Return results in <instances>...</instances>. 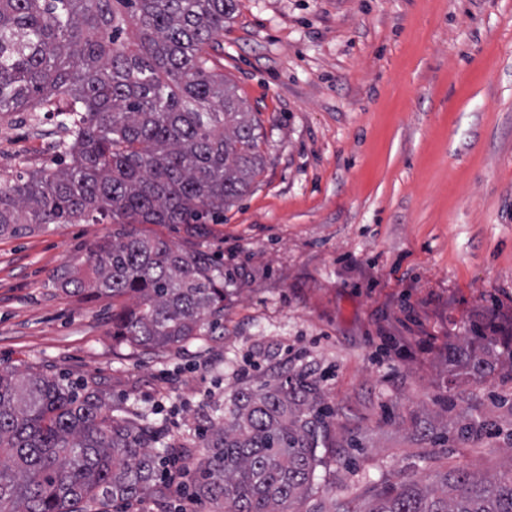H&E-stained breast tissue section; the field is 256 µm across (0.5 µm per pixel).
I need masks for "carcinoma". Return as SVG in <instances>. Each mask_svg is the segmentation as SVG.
<instances>
[{"label": "carcinoma", "mask_w": 512, "mask_h": 512, "mask_svg": "<svg viewBox=\"0 0 512 512\" xmlns=\"http://www.w3.org/2000/svg\"><path fill=\"white\" fill-rule=\"evenodd\" d=\"M238 0H0V119H55V166L0 183V236L50 224H113L53 276L112 300V335L171 348L224 322V263L139 224H215L264 166L261 134L207 48ZM139 30L137 49L124 39ZM454 361L484 378L504 363L469 342ZM303 376L245 387L210 422L194 496L215 512H293L312 492L332 418ZM148 414L114 416L101 393L52 375L0 371V512H109L168 499ZM366 512H512V467L461 469L437 490L374 495Z\"/></svg>", "instance_id": "1"}]
</instances>
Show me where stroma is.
Returning <instances> with one entry per match:
<instances>
[{
	"label": "stroma",
	"instance_id": "1",
	"mask_svg": "<svg viewBox=\"0 0 512 512\" xmlns=\"http://www.w3.org/2000/svg\"><path fill=\"white\" fill-rule=\"evenodd\" d=\"M212 54L265 156L224 221L141 225L224 257V328L144 350L112 302L55 288L108 224L0 236V370L94 383L118 415L194 439L233 394L306 375L336 411L313 501L512 454V371L452 375L448 351L512 348V0H239ZM40 112L0 121V180L53 164Z\"/></svg>",
	"mask_w": 512,
	"mask_h": 512
}]
</instances>
